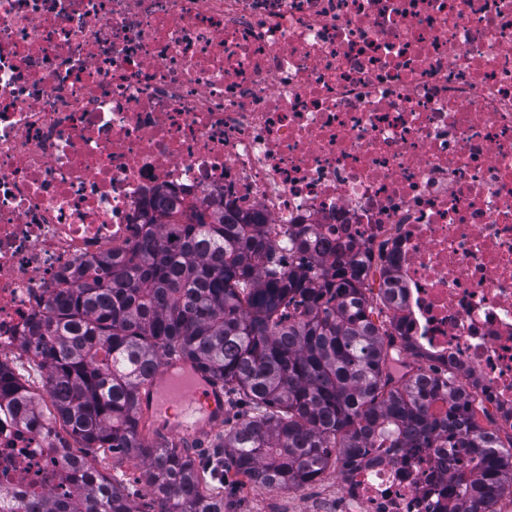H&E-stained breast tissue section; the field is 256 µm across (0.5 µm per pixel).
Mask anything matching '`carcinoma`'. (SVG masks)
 <instances>
[{
    "instance_id": "obj_1",
    "label": "carcinoma",
    "mask_w": 512,
    "mask_h": 512,
    "mask_svg": "<svg viewBox=\"0 0 512 512\" xmlns=\"http://www.w3.org/2000/svg\"><path fill=\"white\" fill-rule=\"evenodd\" d=\"M148 229L128 252L78 263L28 329L48 365L46 398L83 448L143 457L158 512H225L229 473L258 488L303 486L330 466L347 470L394 448H425L445 435L467 448L473 469L456 476L457 512H485L512 492V437L503 442L476 419L475 398L437 370L406 379L392 364L402 321L377 326L366 295L370 260L340 255L327 265L313 229L288 234V263L264 235L257 212L235 214L224 199L178 208L158 193L145 208ZM379 299L401 292L382 264ZM169 358L188 360L249 405L219 437L222 455L198 465L176 447L141 436V394ZM448 405L443 413L433 406ZM27 422L26 387L0 367V405ZM64 468L85 477L71 448ZM28 512H140L123 488L98 484L31 502Z\"/></svg>"
}]
</instances>
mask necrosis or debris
Wrapping results in <instances>:
<instances>
[{
  "mask_svg": "<svg viewBox=\"0 0 512 512\" xmlns=\"http://www.w3.org/2000/svg\"><path fill=\"white\" fill-rule=\"evenodd\" d=\"M265 235L394 257L419 360L512 423V0H0V364L157 191ZM45 408H0V488L67 489ZM446 436L352 468L320 512H456Z\"/></svg>",
  "mask_w": 512,
  "mask_h": 512,
  "instance_id": "necrosis-or-debris-1",
  "label": "necrosis or debris"
}]
</instances>
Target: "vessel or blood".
I'll return each mask as SVG.
<instances>
[{"label":"vessel or blood","instance_id":"obj_1","mask_svg":"<svg viewBox=\"0 0 512 512\" xmlns=\"http://www.w3.org/2000/svg\"><path fill=\"white\" fill-rule=\"evenodd\" d=\"M142 408L155 438L203 446L224 422V386L184 359L166 360L154 375Z\"/></svg>","mask_w":512,"mask_h":512}]
</instances>
